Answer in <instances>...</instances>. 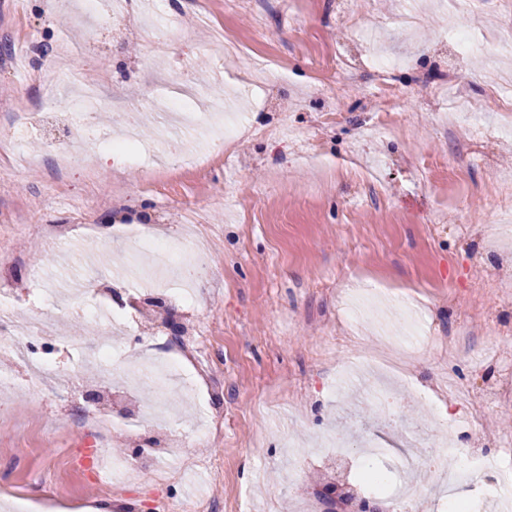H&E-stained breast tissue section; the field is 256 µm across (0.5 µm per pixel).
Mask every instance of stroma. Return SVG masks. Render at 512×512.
Masks as SVG:
<instances>
[{
	"label": "stroma",
	"instance_id": "stroma-1",
	"mask_svg": "<svg viewBox=\"0 0 512 512\" xmlns=\"http://www.w3.org/2000/svg\"><path fill=\"white\" fill-rule=\"evenodd\" d=\"M85 0H0V135L20 118L16 100L34 111L24 153L36 166L0 160V242L15 256L16 289L0 311L18 309L84 324L68 345H30L55 360L54 386L26 395L0 392V512H83L108 498L113 460L139 461L119 432L99 434L82 421L86 380H100L112 403L113 377L132 372L146 344L187 340L201 319L217 371L214 390L178 385L170 416L141 424L142 447H163L218 416L220 437L177 457H156L120 501L124 512H154L158 498H206L223 512H300L288 485L291 453L325 432L377 431L378 469L407 448L408 434L380 429L368 413V389L384 380L405 408L445 407L458 447L475 432L465 411L436 383L483 391L512 373V280L491 272L512 255V129L498 110L512 89V47L498 39L512 25L506 0H261L260 9L212 0V20L243 47L227 56L200 25L193 0H136L124 29H101ZM469 29L479 52L466 55L449 26ZM179 28L173 47L163 33ZM394 62L386 76L375 55ZM54 58L55 80L22 81ZM111 74L101 93L73 87L87 70ZM334 83V97L323 94ZM191 93L210 123L172 130L148 98ZM478 106L480 132L459 140L443 115ZM55 107L102 114L119 135L149 133L139 164L107 160L89 147L70 181L74 197L55 196L53 157L77 132L43 133ZM233 128L231 148L221 132ZM176 140L181 155L169 154ZM211 156L198 174L183 159ZM202 208L205 222L186 213ZM39 224L110 227L107 246L73 242L43 249ZM152 226L159 241L202 244L209 277L191 308L168 291L138 292L126 270L133 258L128 226ZM159 304L154 322L111 337L108 364L95 358L102 328L82 313L110 297ZM421 337L412 352L397 341ZM487 457L512 448V403L487 412ZM219 460L223 479L209 477Z\"/></svg>",
	"mask_w": 512,
	"mask_h": 512
}]
</instances>
